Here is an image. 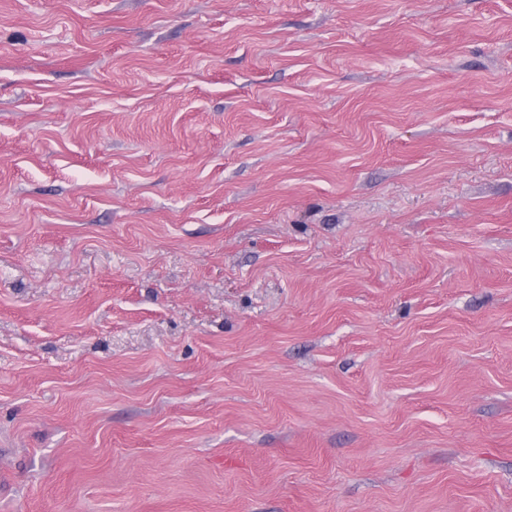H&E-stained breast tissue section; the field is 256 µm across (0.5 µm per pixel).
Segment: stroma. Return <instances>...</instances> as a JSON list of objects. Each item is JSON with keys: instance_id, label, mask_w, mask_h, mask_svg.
Here are the masks:
<instances>
[{"instance_id": "stroma-1", "label": "stroma", "mask_w": 512, "mask_h": 512, "mask_svg": "<svg viewBox=\"0 0 512 512\" xmlns=\"http://www.w3.org/2000/svg\"><path fill=\"white\" fill-rule=\"evenodd\" d=\"M0 512H512V0H0Z\"/></svg>"}]
</instances>
